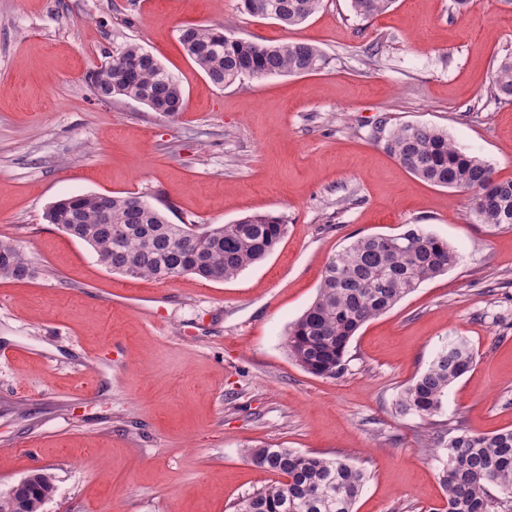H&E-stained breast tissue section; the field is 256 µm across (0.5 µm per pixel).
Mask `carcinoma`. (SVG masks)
Returning a JSON list of instances; mask_svg holds the SVG:
<instances>
[{
  "label": "carcinoma",
  "mask_w": 512,
  "mask_h": 512,
  "mask_svg": "<svg viewBox=\"0 0 512 512\" xmlns=\"http://www.w3.org/2000/svg\"><path fill=\"white\" fill-rule=\"evenodd\" d=\"M395 0H351L359 17L386 12ZM256 16L285 28L304 23L320 0H243ZM178 39L188 57L215 85H231L244 76L265 77L311 73L322 69L325 54L296 40L255 41L235 36L229 27L186 26ZM112 68V80L99 70L90 82L102 100L125 98L128 87L152 111L174 117L184 107V91L158 60L142 58L130 77ZM498 97L512 101V55L497 65ZM386 149L411 174L439 187L472 193L478 221L494 228H512V180L496 178L482 158L458 148L447 131L405 125L389 134ZM43 219L92 249L97 261L114 273L133 278L173 280L195 275L224 282L237 277L271 254L287 225L271 214L246 216L233 224H174L164 210L137 196L115 195L112 223L101 224L98 198L82 194L59 199ZM457 254L448 242L413 224L399 235H367L351 241L328 263L317 295L290 326L287 344L296 362L316 376L335 379L346 369L345 355L356 331L390 310L424 280L450 270ZM31 274L24 252L0 240V278L22 280ZM473 355L459 339L441 349L429 367L402 392L401 412L432 418L442 412L448 387L470 369ZM446 491L445 512H512V429L494 435L460 429L437 440ZM255 466L280 473L284 480L254 491L237 512H354L365 472L341 456L324 457L289 448L245 449ZM498 495H493L491 489ZM53 477L33 474L27 496L49 500Z\"/></svg>",
  "instance_id": "carcinoma-1"
}]
</instances>
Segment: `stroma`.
<instances>
[{
	"label": "stroma",
	"mask_w": 512,
	"mask_h": 512,
	"mask_svg": "<svg viewBox=\"0 0 512 512\" xmlns=\"http://www.w3.org/2000/svg\"><path fill=\"white\" fill-rule=\"evenodd\" d=\"M225 23L328 63L216 86L177 32ZM129 42L181 84V114L95 98L89 74ZM510 54L512 0H395L363 19L322 0L288 30L241 0H0V239L34 269L0 278V496L41 469L43 512H234L278 479L244 455L267 444L364 470L355 512H444L437 436L512 428V229L479 223L468 193L420 180L385 143L434 126L512 179V102L493 83ZM91 193L164 200L176 224L269 213L288 232L229 281L133 279L43 219ZM413 224L457 264L365 323L340 377L305 371L288 328L327 262ZM458 337L474 361L442 413H399Z\"/></svg>",
	"instance_id": "obj_1"
}]
</instances>
